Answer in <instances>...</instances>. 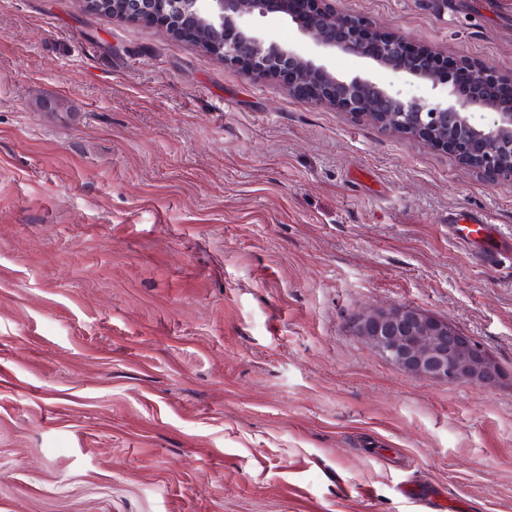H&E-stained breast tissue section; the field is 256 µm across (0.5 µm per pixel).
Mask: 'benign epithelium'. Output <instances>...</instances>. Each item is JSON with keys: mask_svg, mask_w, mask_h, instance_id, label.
<instances>
[{"mask_svg": "<svg viewBox=\"0 0 512 512\" xmlns=\"http://www.w3.org/2000/svg\"><path fill=\"white\" fill-rule=\"evenodd\" d=\"M86 11L143 21L161 20L179 37L203 41L217 62L281 79L319 104L370 117L386 129L453 154L462 165L512 183V108L497 99L501 79L490 66H470L462 93L440 76L446 61L400 36L370 30L357 16L339 14L328 0H82ZM282 14L299 37L327 51L367 58L414 86V94L368 78L343 80L291 46L267 39L250 16ZM356 335L412 377L448 384H497L502 372L490 356L444 319L407 306L358 316Z\"/></svg>", "mask_w": 512, "mask_h": 512, "instance_id": "1", "label": "benign epithelium"}]
</instances>
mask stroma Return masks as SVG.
<instances>
[{"label": "stroma", "instance_id": "obj_1", "mask_svg": "<svg viewBox=\"0 0 512 512\" xmlns=\"http://www.w3.org/2000/svg\"><path fill=\"white\" fill-rule=\"evenodd\" d=\"M512 76V0H333ZM336 77L391 71L253 16ZM512 184L81 0H0V512H512ZM409 306L504 373L411 377ZM478 221L466 214H460L455 220L456 236L462 242H468L475 235L483 232L486 237L491 238L493 234H497V230L491 226H482ZM353 328L379 356L412 377L486 387L503 376L490 356L448 320L412 307L371 310L358 316Z\"/></svg>", "mask_w": 512, "mask_h": 512}]
</instances>
